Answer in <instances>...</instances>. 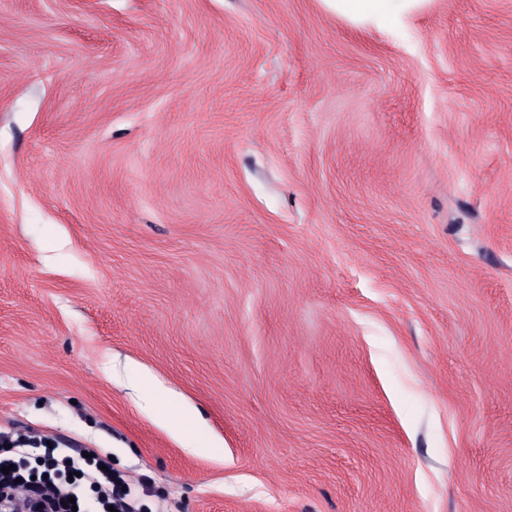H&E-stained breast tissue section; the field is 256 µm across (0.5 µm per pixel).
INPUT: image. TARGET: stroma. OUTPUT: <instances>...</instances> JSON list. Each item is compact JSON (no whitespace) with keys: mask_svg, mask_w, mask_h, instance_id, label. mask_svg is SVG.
Segmentation results:
<instances>
[{"mask_svg":"<svg viewBox=\"0 0 512 512\" xmlns=\"http://www.w3.org/2000/svg\"><path fill=\"white\" fill-rule=\"evenodd\" d=\"M1 430L142 512H512V0H0ZM324 9L352 26L379 29L401 24L433 0H320Z\"/></svg>","mask_w":512,"mask_h":512,"instance_id":"stroma-1","label":"stroma"}]
</instances>
